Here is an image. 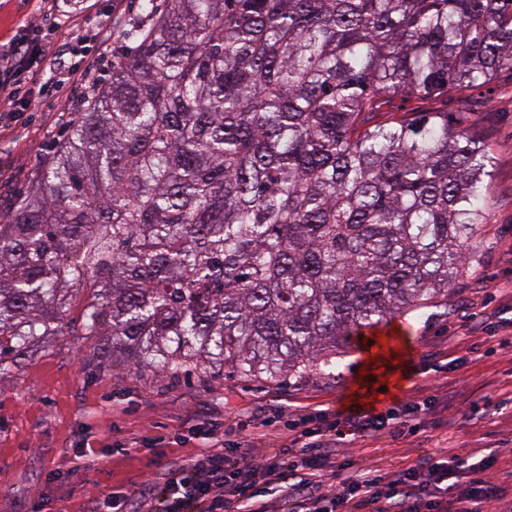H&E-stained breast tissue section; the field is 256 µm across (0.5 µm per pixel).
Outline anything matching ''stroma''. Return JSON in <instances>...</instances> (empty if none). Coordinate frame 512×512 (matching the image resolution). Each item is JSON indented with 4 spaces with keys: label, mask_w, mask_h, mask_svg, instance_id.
<instances>
[{
    "label": "stroma",
    "mask_w": 512,
    "mask_h": 512,
    "mask_svg": "<svg viewBox=\"0 0 512 512\" xmlns=\"http://www.w3.org/2000/svg\"><path fill=\"white\" fill-rule=\"evenodd\" d=\"M142 0H82L72 18L47 14L41 0H0V44L20 25L27 37L64 52L98 82L129 50L150 17ZM112 18V41L90 48L70 42L71 27ZM32 106L0 130V214L29 191L84 112L87 89L33 92ZM470 103V130L494 151L486 224L472 241V259L448 290L447 302L395 318L407 329L391 351L350 348L332 376L280 382L215 376L198 369L168 379L123 359L88 374L81 359L94 339L65 336L34 353L19 378L0 381V512H95L109 501L117 512L154 503L173 463H190L230 447L239 460L261 463L272 442H287L294 424L318 410L333 414L366 396L363 371L382 370L394 358L404 378L385 405L433 397L435 408L419 434L375 436L343 448L347 474L391 472L425 456L481 458L494 454L499 471H512V73L464 92L419 100L396 95L395 114L447 113ZM505 339L487 349L483 336ZM99 449L97 461L81 455Z\"/></svg>",
    "instance_id": "obj_1"
}]
</instances>
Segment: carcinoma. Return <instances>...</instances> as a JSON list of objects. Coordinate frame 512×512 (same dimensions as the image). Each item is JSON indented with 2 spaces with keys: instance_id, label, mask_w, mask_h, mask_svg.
Instances as JSON below:
<instances>
[{
  "instance_id": "obj_1",
  "label": "carcinoma",
  "mask_w": 512,
  "mask_h": 512,
  "mask_svg": "<svg viewBox=\"0 0 512 512\" xmlns=\"http://www.w3.org/2000/svg\"><path fill=\"white\" fill-rule=\"evenodd\" d=\"M0 216V380L39 347L276 380L448 298L493 155L461 119L372 122L512 71V0H169ZM86 294L81 313L73 301Z\"/></svg>"
}]
</instances>
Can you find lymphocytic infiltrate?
<instances>
[{"label":"lymphocytic infiltrate","instance_id":"lymphocytic-infiltrate-1","mask_svg":"<svg viewBox=\"0 0 512 512\" xmlns=\"http://www.w3.org/2000/svg\"><path fill=\"white\" fill-rule=\"evenodd\" d=\"M35 69L56 89L69 83L95 85L87 71L65 64L57 53L15 39L0 51V124L16 122L30 107L22 88ZM433 409L428 397L382 410L355 407L324 425L303 426L258 465L227 454L208 455L169 470L157 512H490L512 490L497 477L492 455L475 462L428 457L392 473L369 471L357 479L345 474L350 460L329 467V448L384 433H418ZM259 483L275 489L276 499H261L254 491Z\"/></svg>","mask_w":512,"mask_h":512}]
</instances>
